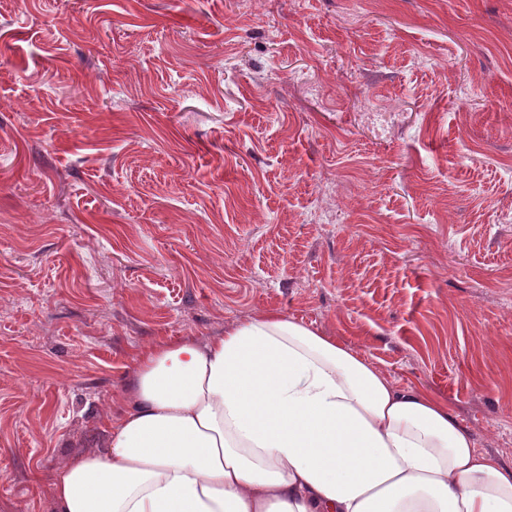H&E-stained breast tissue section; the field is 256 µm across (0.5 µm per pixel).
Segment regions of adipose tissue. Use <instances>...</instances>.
Here are the masks:
<instances>
[{"label":"adipose tissue","mask_w":512,"mask_h":512,"mask_svg":"<svg viewBox=\"0 0 512 512\" xmlns=\"http://www.w3.org/2000/svg\"><path fill=\"white\" fill-rule=\"evenodd\" d=\"M54 512H512V464L447 403L275 311L139 354Z\"/></svg>","instance_id":"ef3b65f1"}]
</instances>
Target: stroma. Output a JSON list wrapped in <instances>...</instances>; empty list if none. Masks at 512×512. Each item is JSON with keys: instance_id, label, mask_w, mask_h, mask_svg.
I'll return each mask as SVG.
<instances>
[{"instance_id": "stroma-1", "label": "stroma", "mask_w": 512, "mask_h": 512, "mask_svg": "<svg viewBox=\"0 0 512 512\" xmlns=\"http://www.w3.org/2000/svg\"><path fill=\"white\" fill-rule=\"evenodd\" d=\"M4 44L0 512L266 311L512 462V0H0Z\"/></svg>"}]
</instances>
